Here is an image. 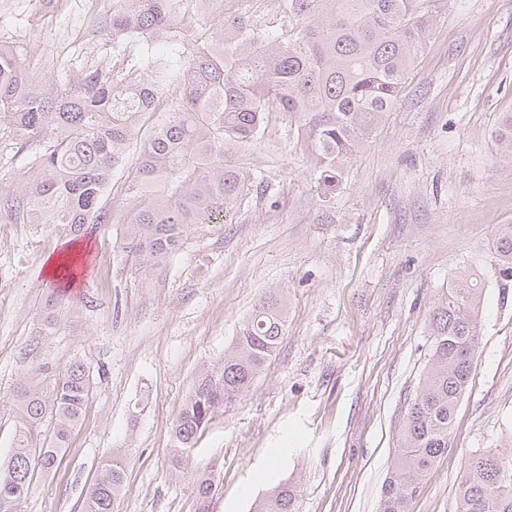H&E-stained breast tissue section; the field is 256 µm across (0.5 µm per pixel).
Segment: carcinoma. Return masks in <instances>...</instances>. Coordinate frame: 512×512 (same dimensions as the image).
Masks as SVG:
<instances>
[{
  "label": "carcinoma",
  "instance_id": "cac0c4a2",
  "mask_svg": "<svg viewBox=\"0 0 512 512\" xmlns=\"http://www.w3.org/2000/svg\"><path fill=\"white\" fill-rule=\"evenodd\" d=\"M433 0H283L288 28L250 17H193L175 29L183 0H116L103 31L112 42H174L181 48L142 65L92 66L65 81L36 75L23 50L0 41V124L38 143L34 172L19 192H0V214L22 224H50L78 238L91 224L112 223L102 199L145 114L166 119L143 143L127 185L130 211L123 245L136 265L154 269L176 252L191 226L208 224L246 180L224 160L253 141L268 112H285L310 161L320 196L335 193L346 165L391 111L433 28ZM512 159V114L496 131ZM503 281L512 280V225L495 233ZM482 291L467 271L441 294L429 323L428 365L410 399L380 496V512H408L427 472L448 454L457 407L473 378ZM286 312L276 295L260 300L224 358L197 376L171 427L170 466L182 468L215 414L252 384L277 348ZM51 389L19 383L11 452L0 464V512H22L37 475L56 467L91 396L90 368L74 359ZM50 434H42L44 423ZM121 457L103 462L82 512H112L124 487ZM195 512H209L211 472L194 474ZM287 480L256 500L253 512H295ZM455 512H512V454L476 450L457 482Z\"/></svg>",
  "mask_w": 512,
  "mask_h": 512
}]
</instances>
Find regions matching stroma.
<instances>
[{"instance_id":"stroma-1","label":"stroma","mask_w":512,"mask_h":512,"mask_svg":"<svg viewBox=\"0 0 512 512\" xmlns=\"http://www.w3.org/2000/svg\"><path fill=\"white\" fill-rule=\"evenodd\" d=\"M113 0H0V41L27 49L35 73L62 77L121 63L100 28ZM512 114V0H437L436 22L391 112L321 202L288 117L268 113L256 140L226 157L250 180L221 222L198 224L158 269L122 252L138 151L104 197L77 292L45 274L64 238L46 224L0 220V458L31 367L78 358L92 396L57 471L22 512H81L98 467L122 456L114 512H194L195 468L212 467V512H251L275 480L298 512H379L407 404L430 349L437 298L468 270L483 290L474 377L451 446L410 512H454L461 467L512 435V287L500 285L495 228L512 224V160L494 133ZM35 143L0 125V190L22 188ZM288 318L279 344L200 438L193 466L170 467V430L199 372L223 358L265 295ZM54 324L45 327L47 310Z\"/></svg>"}]
</instances>
